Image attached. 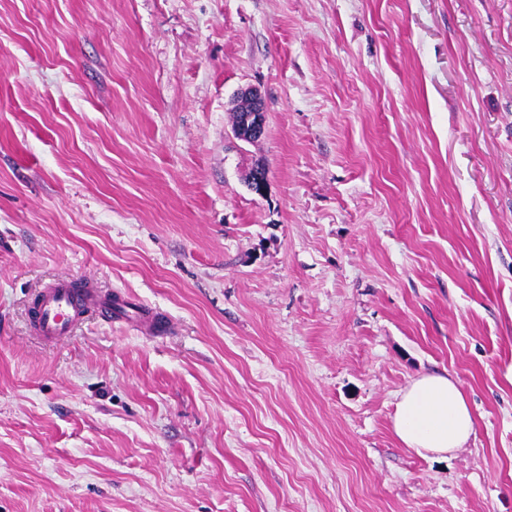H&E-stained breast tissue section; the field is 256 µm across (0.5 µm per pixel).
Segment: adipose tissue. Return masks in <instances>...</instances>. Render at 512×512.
<instances>
[{
  "mask_svg": "<svg viewBox=\"0 0 512 512\" xmlns=\"http://www.w3.org/2000/svg\"><path fill=\"white\" fill-rule=\"evenodd\" d=\"M393 427L401 443L416 454L443 456L469 440L474 420L458 381L447 372H431L402 391Z\"/></svg>",
  "mask_w": 512,
  "mask_h": 512,
  "instance_id": "adipose-tissue-1",
  "label": "adipose tissue"
}]
</instances>
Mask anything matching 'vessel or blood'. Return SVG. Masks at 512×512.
Returning <instances> with one entry per match:
<instances>
[{"label":"vessel or blood","mask_w":512,"mask_h":512,"mask_svg":"<svg viewBox=\"0 0 512 512\" xmlns=\"http://www.w3.org/2000/svg\"><path fill=\"white\" fill-rule=\"evenodd\" d=\"M107 306L110 314L126 316L129 305L117 299L103 302L94 289L79 286L72 278H61L46 288L34 305L33 328L48 343H60L71 336L85 314L96 307Z\"/></svg>","instance_id":"b4317fda"}]
</instances>
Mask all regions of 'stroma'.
Returning <instances> with one entry per match:
<instances>
[{
  "label": "stroma",
  "instance_id": "obj_1",
  "mask_svg": "<svg viewBox=\"0 0 512 512\" xmlns=\"http://www.w3.org/2000/svg\"><path fill=\"white\" fill-rule=\"evenodd\" d=\"M0 512H512V0H0ZM243 100L242 108L237 112H244L241 118L233 127L236 138L244 142H254L259 140L265 133L266 127V109L264 101L256 91L241 92L236 102ZM102 305L100 294L93 288L81 287L72 278H60L41 293L34 305V331L45 342L61 343L89 310ZM393 427L405 448L424 457L445 456L469 440L474 420L458 381L444 370L409 383L397 403Z\"/></svg>",
  "mask_w": 512,
  "mask_h": 512
}]
</instances>
